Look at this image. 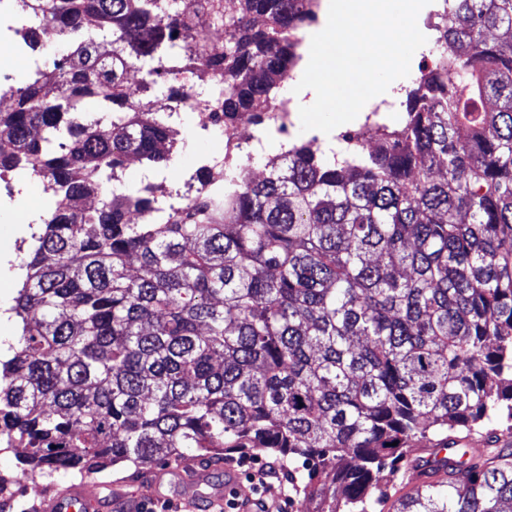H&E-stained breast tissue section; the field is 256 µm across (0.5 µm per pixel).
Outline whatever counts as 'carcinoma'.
<instances>
[{
	"label": "carcinoma",
	"instance_id": "obj_1",
	"mask_svg": "<svg viewBox=\"0 0 512 512\" xmlns=\"http://www.w3.org/2000/svg\"><path fill=\"white\" fill-rule=\"evenodd\" d=\"M16 2L17 35L52 21L63 41L0 111V174L55 198L0 359V448L80 476L257 450L313 512H512V424L493 428L512 418V39H488L512 0H442L439 60L375 148L295 143L259 180L203 166L211 189L168 208L161 184L116 192L129 158L158 171L174 145L128 73L169 101L180 75L221 81L226 121L271 112L320 0H224L213 47L184 23L204 0Z\"/></svg>",
	"mask_w": 512,
	"mask_h": 512
}]
</instances>
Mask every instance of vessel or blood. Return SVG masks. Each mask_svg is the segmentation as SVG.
<instances>
[{
  "label": "vessel or blood",
  "instance_id": "b4317fda",
  "mask_svg": "<svg viewBox=\"0 0 512 512\" xmlns=\"http://www.w3.org/2000/svg\"><path fill=\"white\" fill-rule=\"evenodd\" d=\"M90 482H72L44 494L39 504L40 512H94L98 505H105L108 512H136L135 500L127 498L120 487L114 486L104 499L90 497ZM237 493L249 498L250 492L232 467H225L223 482H215L212 470L206 465L186 462L169 465L152 471L143 487L142 496L149 500H162L177 495L186 512H193L203 500L211 504L223 503L225 495Z\"/></svg>",
  "mask_w": 512,
  "mask_h": 512
}]
</instances>
